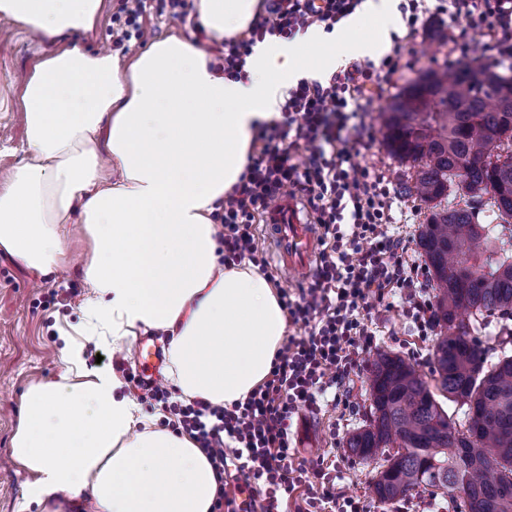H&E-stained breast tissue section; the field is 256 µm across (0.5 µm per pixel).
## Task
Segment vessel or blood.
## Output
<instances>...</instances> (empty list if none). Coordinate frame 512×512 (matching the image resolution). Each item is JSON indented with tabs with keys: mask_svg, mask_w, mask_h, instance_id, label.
Listing matches in <instances>:
<instances>
[{
	"mask_svg": "<svg viewBox=\"0 0 512 512\" xmlns=\"http://www.w3.org/2000/svg\"><path fill=\"white\" fill-rule=\"evenodd\" d=\"M263 227L281 269L294 275L308 274L319 242L298 197L280 195L267 208ZM134 362L141 371L152 372L160 369L163 358L158 346L144 339L136 346Z\"/></svg>",
	"mask_w": 512,
	"mask_h": 512,
	"instance_id": "vessel-or-blood-1",
	"label": "vessel or blood"
}]
</instances>
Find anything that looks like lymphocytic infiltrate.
Here are the masks:
<instances>
[{
	"instance_id": "f902f5d3",
	"label": "lymphocytic infiltrate",
	"mask_w": 512,
	"mask_h": 512,
	"mask_svg": "<svg viewBox=\"0 0 512 512\" xmlns=\"http://www.w3.org/2000/svg\"><path fill=\"white\" fill-rule=\"evenodd\" d=\"M361 0H266L265 17L245 36L222 40L219 71L244 78L254 46L290 40L311 27L332 32ZM464 31L483 35L500 57H512V0H448ZM399 60L352 61L327 83L298 81L288 90L281 116L265 124L252 144L251 162L224 198L217 235L225 266L250 261L265 267V249L255 233L257 216L285 192L299 194L315 213L322 250L314 279L297 295L281 292L289 336L266 380L232 406L199 399L175 412V431L190 435L217 477L236 465L249 491L244 506L221 495L216 512H366L361 499L336 490L328 458L297 459L290 446L299 411L349 409L343 387L375 338L373 302L397 295L403 316L420 335L433 328L426 270L389 235L392 196L384 176L352 164L355 144L349 122L380 75H393Z\"/></svg>"
}]
</instances>
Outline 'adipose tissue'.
<instances>
[{"mask_svg":"<svg viewBox=\"0 0 512 512\" xmlns=\"http://www.w3.org/2000/svg\"><path fill=\"white\" fill-rule=\"evenodd\" d=\"M103 0H0V15L50 44L24 78L26 162L0 191V249L52 273L71 225L90 242L82 335L115 349L143 331L167 336L168 377L185 399L229 406L267 377L287 314L257 267H225L212 218L250 162L262 126L279 117L304 50L335 63L365 19L395 26L397 0H364L334 33L257 44L237 80L187 38L149 42L127 63L67 47L91 34ZM216 39L247 32L262 0H196ZM57 380L26 391L11 456L30 471L25 503L63 512H212L217 477L186 434L154 425L113 375L85 367L68 331Z\"/></svg>","mask_w":512,"mask_h":512,"instance_id":"adipose-tissue-1","label":"adipose tissue"}]
</instances>
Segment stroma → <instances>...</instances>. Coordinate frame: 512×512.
Wrapping results in <instances>:
<instances>
[{
    "label": "stroma",
    "instance_id": "1",
    "mask_svg": "<svg viewBox=\"0 0 512 512\" xmlns=\"http://www.w3.org/2000/svg\"><path fill=\"white\" fill-rule=\"evenodd\" d=\"M427 13L415 33L399 25L403 37L399 69L390 81L382 82L380 92L371 94L360 113L359 142L352 162L358 168L385 176L393 191L392 222L389 233L402 238L407 254L419 259L417 235L427 210L419 202L408 199L400 188L411 171L386 149L379 127V114L414 79L429 70L455 60L452 39L458 24L447 9L437 8L435 0H427ZM119 0H103L101 20L90 38H77L76 43L87 50H106L120 58L142 48V41L133 39L116 45L112 32V16ZM144 25L155 38L171 35L197 38L194 14L174 18L161 10V0H148ZM43 47L32 41L26 31L10 18L0 16V188L5 187L12 171L25 156V131L21 106L20 73L29 70ZM89 242L83 233H76L70 251L54 273L41 277L21 267L5 253H0V512H18L33 476L25 468L12 463L11 440L19 423L22 399L32 384L56 380L61 365L57 352L63 346L60 330L77 325L81 305L87 296L81 269ZM376 332L374 345L361 356L362 366L382 352H392L410 360L423 376L433 370L432 336L420 335L416 325L406 319L399 308L377 303L370 313ZM82 357L87 368L115 374L123 382V394L140 400L143 411L153 414L156 404L143 400L142 392L129 374L136 367L131 358L113 351L111 344L97 339L81 341ZM352 405L345 414L330 409L311 414L314 435L307 439L297 455L309 459L329 451L336 457V487L348 496L365 501L369 512H383L371 485L376 471L372 465L353 456L346 446L349 436L362 427L369 415L370 400L365 376L354 377L349 387Z\"/></svg>",
    "mask_w": 512,
    "mask_h": 512
}]
</instances>
